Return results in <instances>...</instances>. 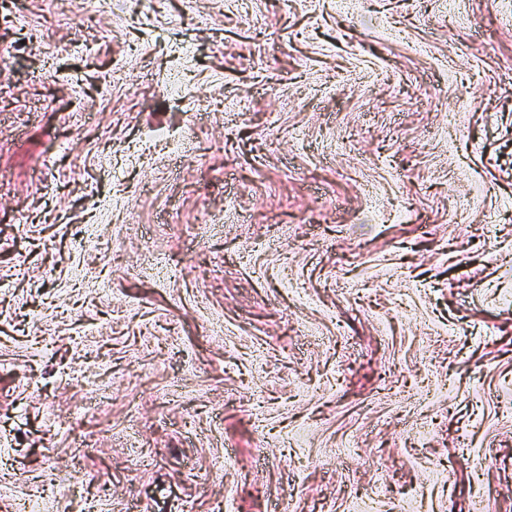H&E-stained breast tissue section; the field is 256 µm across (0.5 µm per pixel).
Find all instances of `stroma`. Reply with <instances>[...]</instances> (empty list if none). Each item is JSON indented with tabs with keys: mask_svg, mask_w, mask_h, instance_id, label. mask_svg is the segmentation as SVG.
I'll list each match as a JSON object with an SVG mask.
<instances>
[{
	"mask_svg": "<svg viewBox=\"0 0 512 512\" xmlns=\"http://www.w3.org/2000/svg\"><path fill=\"white\" fill-rule=\"evenodd\" d=\"M137 9L0 0V512H512V0Z\"/></svg>",
	"mask_w": 512,
	"mask_h": 512,
	"instance_id": "35a3bbf8",
	"label": "stroma"
}]
</instances>
